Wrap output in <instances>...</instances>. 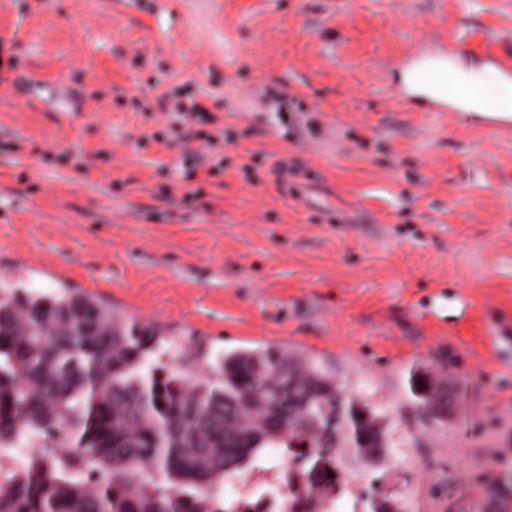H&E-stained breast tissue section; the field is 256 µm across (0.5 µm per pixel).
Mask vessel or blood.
I'll return each mask as SVG.
<instances>
[{"instance_id": "vessel-or-blood-1", "label": "vessel or blood", "mask_w": 512, "mask_h": 512, "mask_svg": "<svg viewBox=\"0 0 512 512\" xmlns=\"http://www.w3.org/2000/svg\"><path fill=\"white\" fill-rule=\"evenodd\" d=\"M404 74L392 95L423 112L477 114L484 124L512 128V56L480 49L441 30L428 42H414L400 54Z\"/></svg>"}]
</instances>
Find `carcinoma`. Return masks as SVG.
Listing matches in <instances>:
<instances>
[{"instance_id": "1", "label": "carcinoma", "mask_w": 512, "mask_h": 512, "mask_svg": "<svg viewBox=\"0 0 512 512\" xmlns=\"http://www.w3.org/2000/svg\"><path fill=\"white\" fill-rule=\"evenodd\" d=\"M167 347L173 370L149 362ZM290 363L299 376L288 408L245 407L250 390L276 393L277 369ZM436 384L411 378L419 406ZM335 401L331 377L282 350L238 349L212 363L202 344L179 347L91 293L0 284V447L34 448L0 470V512H210L224 476L267 449L301 469L281 512H323L341 448L376 463L388 447L380 417L352 399L340 424L306 426Z\"/></svg>"}]
</instances>
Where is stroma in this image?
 <instances>
[{"label":"stroma","instance_id":"stroma-1","mask_svg":"<svg viewBox=\"0 0 512 512\" xmlns=\"http://www.w3.org/2000/svg\"><path fill=\"white\" fill-rule=\"evenodd\" d=\"M443 27L512 50L499 0H5L0 280L314 361L391 442L347 459L331 512H512V132L387 91ZM177 85L220 103L188 158ZM418 369L459 391L452 420L419 408ZM283 460L223 495L261 503Z\"/></svg>","mask_w":512,"mask_h":512}]
</instances>
